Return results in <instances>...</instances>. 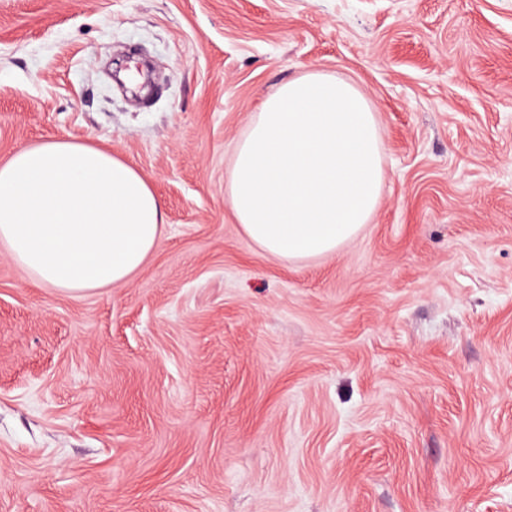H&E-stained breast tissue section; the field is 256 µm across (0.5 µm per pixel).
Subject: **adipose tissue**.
Wrapping results in <instances>:
<instances>
[{
    "label": "adipose tissue",
    "mask_w": 512,
    "mask_h": 512,
    "mask_svg": "<svg viewBox=\"0 0 512 512\" xmlns=\"http://www.w3.org/2000/svg\"><path fill=\"white\" fill-rule=\"evenodd\" d=\"M383 141L367 96L313 71L268 97L235 144L226 198L245 236L283 260L333 256L382 197ZM162 204L143 173L64 137L0 164V245L43 286L126 283L157 249Z\"/></svg>",
    "instance_id": "obj_1"
}]
</instances>
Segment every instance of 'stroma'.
I'll use <instances>...</instances> for the list:
<instances>
[{"instance_id":"stroma-1","label":"stroma","mask_w":512,"mask_h":512,"mask_svg":"<svg viewBox=\"0 0 512 512\" xmlns=\"http://www.w3.org/2000/svg\"><path fill=\"white\" fill-rule=\"evenodd\" d=\"M313 70L369 97L385 186L288 261L224 188ZM55 135L137 167L164 225L82 295L0 249V512H512V0H0V163Z\"/></svg>"}]
</instances>
